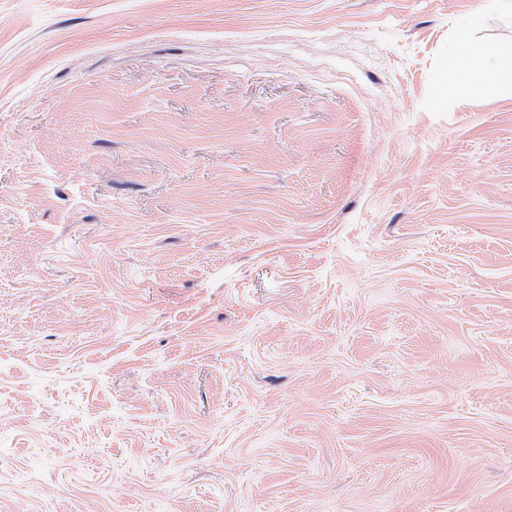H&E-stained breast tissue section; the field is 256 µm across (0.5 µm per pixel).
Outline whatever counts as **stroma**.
I'll use <instances>...</instances> for the list:
<instances>
[{
    "instance_id": "obj_1",
    "label": "stroma",
    "mask_w": 512,
    "mask_h": 512,
    "mask_svg": "<svg viewBox=\"0 0 512 512\" xmlns=\"http://www.w3.org/2000/svg\"><path fill=\"white\" fill-rule=\"evenodd\" d=\"M468 39L512 0H0V512H512Z\"/></svg>"
}]
</instances>
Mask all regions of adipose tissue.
Instances as JSON below:
<instances>
[{
  "label": "adipose tissue",
  "instance_id": "1",
  "mask_svg": "<svg viewBox=\"0 0 512 512\" xmlns=\"http://www.w3.org/2000/svg\"><path fill=\"white\" fill-rule=\"evenodd\" d=\"M511 55V47L478 42L466 43L462 52L449 55V68L460 75V95L469 97L494 84L512 83V71L504 70L497 64L499 58Z\"/></svg>",
  "mask_w": 512,
  "mask_h": 512
}]
</instances>
